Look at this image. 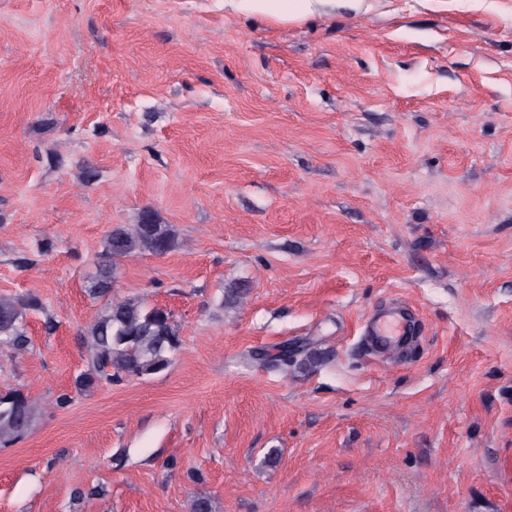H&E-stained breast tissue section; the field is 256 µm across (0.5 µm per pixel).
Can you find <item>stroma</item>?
<instances>
[{
	"label": "stroma",
	"mask_w": 512,
	"mask_h": 512,
	"mask_svg": "<svg viewBox=\"0 0 512 512\" xmlns=\"http://www.w3.org/2000/svg\"><path fill=\"white\" fill-rule=\"evenodd\" d=\"M293 6L0 0V296L42 304L0 348L40 406L0 512H512V0ZM146 209L177 246L112 295L182 346L77 390ZM397 302L403 362L362 341ZM176 244L174 230L170 225L162 224L155 212L142 213L138 223L131 227H114L107 237L104 259L99 265L90 292L104 296L111 291L122 258L142 250L164 255L174 250Z\"/></svg>",
	"instance_id": "1"
}]
</instances>
